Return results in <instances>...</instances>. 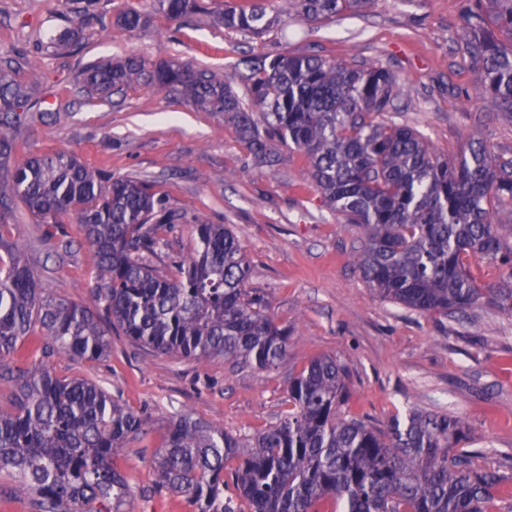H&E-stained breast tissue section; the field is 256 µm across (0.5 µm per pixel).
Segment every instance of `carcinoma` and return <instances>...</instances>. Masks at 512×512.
Segmentation results:
<instances>
[{"mask_svg": "<svg viewBox=\"0 0 512 512\" xmlns=\"http://www.w3.org/2000/svg\"><path fill=\"white\" fill-rule=\"evenodd\" d=\"M169 19L214 15L224 28L263 33V0L212 13L204 0H154ZM457 41L485 110L512 119V0H461ZM371 0H288L305 21L358 13ZM145 22L128 9L116 24ZM248 90L187 62L151 64L129 55L83 72L90 99H109L134 83L177 92L203 112L224 115L254 158L264 163L285 146L302 152L323 202L364 230L355 257L363 280L383 300L453 317L482 299L512 315V159L484 144L482 129L452 161L417 129L385 122L398 81L383 66L312 53L252 54L234 66ZM0 64V165L10 162L13 128L41 107ZM13 194L46 236L79 224L96 276L88 301L54 296L21 250L0 254V379L13 383V410L0 411V498H25L32 512H124L130 494L112 455L141 439L145 420L91 380L59 378L62 351L99 359L112 331L142 349L198 361L224 358L267 370L288 358L286 327L267 314L265 295L247 288L251 269L233 230L193 220L195 245L162 254L182 217L150 182L85 166L66 151L30 154L11 171ZM165 256L167 271L145 262ZM504 269L481 288L469 261ZM41 357L28 360L26 344ZM345 366L313 358L288 382V415L254 434L233 435L200 419L173 422L150 456L156 485L184 496L195 512H500L512 498L499 470L478 463L469 428L447 413L412 411L375 428L341 417Z\"/></svg>", "mask_w": 512, "mask_h": 512, "instance_id": "cac0c4a2", "label": "carcinoma"}]
</instances>
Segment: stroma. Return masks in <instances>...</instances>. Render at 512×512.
I'll return each instance as SVG.
<instances>
[{
  "mask_svg": "<svg viewBox=\"0 0 512 512\" xmlns=\"http://www.w3.org/2000/svg\"><path fill=\"white\" fill-rule=\"evenodd\" d=\"M130 8L147 23L117 27V14ZM267 8L277 23L252 36L203 15L187 23L168 19L152 0H0V60L11 61L16 79L43 101L14 131V160L63 150L91 167L151 181L183 218L170 239L180 252L194 245V217L230 225L251 266L250 287L291 330L288 359L273 370L161 355L116 334L102 359L55 355L54 373L105 388L146 419L143 442L157 448L183 415L232 434L274 425L289 409V374L331 355L348 369L342 415L375 425L413 408L459 416L484 463L511 481L512 315L487 302L459 319L424 315L380 299L352 263L362 228L324 205L303 153L282 149L277 166L263 167L222 116L179 95L134 86L108 101L81 89L84 69L111 57L179 58L221 75L245 51L316 53L392 69L401 88L392 120L417 128L441 154H459L479 122L486 146L512 158V120L483 111L473 96L475 78L456 51L459 0H373L367 12L320 23L300 21L286 0H268ZM66 28L77 31V43L49 50L50 38ZM0 196L12 201L0 212V237L20 247L54 295L85 301L94 261L78 224L65 218L72 246L62 251L14 200L3 172ZM112 463L133 491L126 512H193L183 497L156 486L147 457L121 452Z\"/></svg>",
  "mask_w": 512,
  "mask_h": 512,
  "instance_id": "stroma-1",
  "label": "stroma"
}]
</instances>
